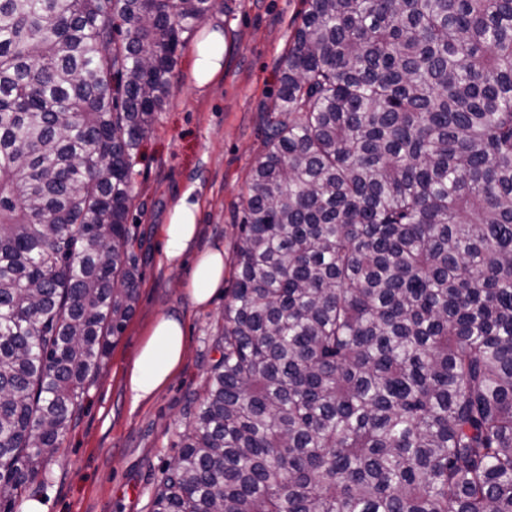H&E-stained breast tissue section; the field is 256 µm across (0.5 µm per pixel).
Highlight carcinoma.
Returning a JSON list of instances; mask_svg holds the SVG:
<instances>
[{
  "mask_svg": "<svg viewBox=\"0 0 512 512\" xmlns=\"http://www.w3.org/2000/svg\"><path fill=\"white\" fill-rule=\"evenodd\" d=\"M150 512H512V0H306ZM214 0H0V512L131 318L134 162Z\"/></svg>",
  "mask_w": 512,
  "mask_h": 512,
  "instance_id": "carcinoma-1",
  "label": "carcinoma"
}]
</instances>
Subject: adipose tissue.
I'll return each instance as SVG.
<instances>
[{
    "label": "adipose tissue",
    "instance_id": "obj_1",
    "mask_svg": "<svg viewBox=\"0 0 512 512\" xmlns=\"http://www.w3.org/2000/svg\"><path fill=\"white\" fill-rule=\"evenodd\" d=\"M224 58V37L220 31L208 33L199 45L194 64L197 86H205L221 73ZM198 208L189 196H182L174 205L168 224L162 232L168 263L180 262L185 251L198 235ZM224 251L215 247L201 252L187 284L193 304L209 305L224 285ZM186 353L183 318L166 313L151 323L146 338L130 368L127 384L134 403L151 400L180 370Z\"/></svg>",
    "mask_w": 512,
    "mask_h": 512
}]
</instances>
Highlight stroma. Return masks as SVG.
Returning <instances> with one entry per match:
<instances>
[{"mask_svg":"<svg viewBox=\"0 0 512 512\" xmlns=\"http://www.w3.org/2000/svg\"><path fill=\"white\" fill-rule=\"evenodd\" d=\"M304 0H216L207 19L181 35L169 96L140 149L128 228L142 274L135 312L86 388L76 419L35 483L48 512H150L154 485L177 457L179 434L201 393L223 324L225 294L208 307L187 292L196 255L213 246L232 256L263 129L277 113L285 66ZM224 36L220 77L198 87L197 47L213 27ZM199 204L200 232L180 264L164 255L162 226L185 192ZM185 319L180 371L153 399L132 404L127 374L152 321Z\"/></svg>","mask_w":512,"mask_h":512,"instance_id":"1","label":"stroma"}]
</instances>
